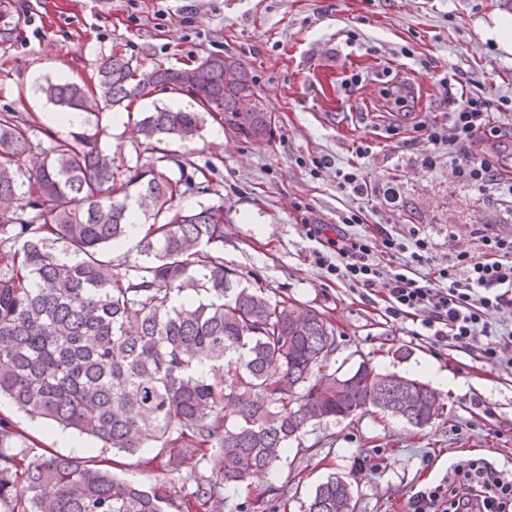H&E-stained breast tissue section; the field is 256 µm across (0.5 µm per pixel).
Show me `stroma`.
Returning a JSON list of instances; mask_svg holds the SVG:
<instances>
[{"label": "stroma", "mask_w": 512, "mask_h": 512, "mask_svg": "<svg viewBox=\"0 0 512 512\" xmlns=\"http://www.w3.org/2000/svg\"><path fill=\"white\" fill-rule=\"evenodd\" d=\"M36 11L27 33L25 7ZM512 15V0H0V112H27L43 125L57 108L42 93L47 80H87L102 55L118 51L140 60L142 73L181 67L210 54H232L251 69L268 111L272 140L252 144L209 120L194 144L192 164L172 143L167 173L189 178L186 209L224 207V263L243 283L273 297L325 311L336 332L332 367L360 362L379 372L428 380L447 373L442 413L415 428L375 413L309 428L314 457L288 456L266 476L226 493L224 512L275 485L288 492V512H302L315 487L332 474L352 483L357 512H406L413 491L471 460L512 474V365L481 358L485 337L469 348L435 347L415 336L412 322H396L312 261L317 244L308 224L336 223L362 210L367 223L393 230L416 224L434 243L433 260L447 263L460 250H476L468 228L495 224L512 234L503 208L464 185L448 164V148L430 149L417 124L447 125L449 87L489 99L500 129H512V54L484 37L481 26ZM410 80L419 96L412 121L402 122L370 96L365 77ZM362 84L352 85L353 76ZM452 85H445V78ZM124 109L85 115L109 135L102 147L117 163L136 160V132ZM368 147L362 172L374 193L359 200L342 193L335 169L311 175L312 157L339 164ZM433 154L434 166L421 161ZM10 417L38 447L96 460L98 442L48 425L0 399Z\"/></svg>", "instance_id": "35a3bbf8"}]
</instances>
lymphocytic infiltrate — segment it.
I'll use <instances>...</instances> for the list:
<instances>
[{
  "mask_svg": "<svg viewBox=\"0 0 512 512\" xmlns=\"http://www.w3.org/2000/svg\"><path fill=\"white\" fill-rule=\"evenodd\" d=\"M450 129L423 126L429 145L449 143L448 162L457 178L488 201L512 199V152L494 130L489 101L449 92ZM308 234L319 248L313 262L337 280L375 296L388 317L418 318L421 335L433 344L463 346L476 334L488 342L484 356L512 364V332L499 333L493 316L512 311V235L495 225L471 229L479 248L433 265L435 244L418 225L397 235L383 225L366 226L361 212L340 216L335 224H311ZM429 273H421V266ZM456 484L447 479L426 485L409 499L410 512H512V478L480 462L457 467Z\"/></svg>",
  "mask_w": 512,
  "mask_h": 512,
  "instance_id": "f902f5d3",
  "label": "lymphocytic infiltrate"
}]
</instances>
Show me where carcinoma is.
I'll return each mask as SVG.
<instances>
[{
	"label": "carcinoma",
	"mask_w": 512,
	"mask_h": 512,
	"mask_svg": "<svg viewBox=\"0 0 512 512\" xmlns=\"http://www.w3.org/2000/svg\"><path fill=\"white\" fill-rule=\"evenodd\" d=\"M122 53L96 62L88 87L60 80L42 91L64 113L129 108L152 88L210 90L196 102L254 144L273 134L247 64L210 54L139 78ZM197 112L156 109L135 123L136 162L101 147L107 127L65 136L26 112L0 113V397L102 447L135 454L157 444L164 481L148 488L34 444L0 415V512H223L224 492L288 456L309 426L374 410V395L407 391L396 417L424 427L442 409L428 384L362 361L325 371L336 348L325 312L273 299L224 265V205L186 210V183L163 172V144L199 137ZM42 135V165L18 159ZM151 221L134 258L108 251L129 238L131 208ZM346 382L336 389V379ZM239 512H285V490ZM350 482L334 474L305 512H354Z\"/></svg>",
	"instance_id": "1"
}]
</instances>
